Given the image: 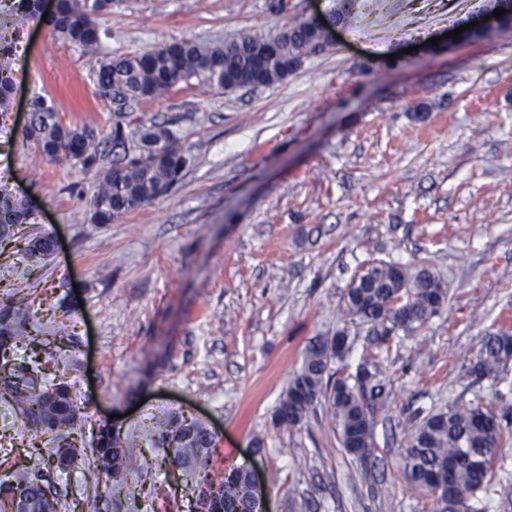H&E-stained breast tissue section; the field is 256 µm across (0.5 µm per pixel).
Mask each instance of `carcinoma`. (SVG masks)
Instances as JSON below:
<instances>
[{
    "label": "carcinoma",
    "instance_id": "carcinoma-1",
    "mask_svg": "<svg viewBox=\"0 0 512 512\" xmlns=\"http://www.w3.org/2000/svg\"><path fill=\"white\" fill-rule=\"evenodd\" d=\"M0 7V123L8 116L14 85L19 21L36 14L35 0H5ZM112 10V0H57L49 23L59 38L85 53L98 51L101 39L112 37L99 16ZM265 35L241 34L222 44L182 41L155 50L103 63L96 83L118 104L109 137L120 150L100 173L92 201L93 223L112 221L138 211L168 195L191 163L164 124L134 120L123 108L130 103L159 99L178 86L233 91L249 81L269 86L284 80L301 61L325 52L317 25L294 21L274 33L277 51L261 52ZM138 122L133 138L124 126ZM25 138L44 160L64 156L85 169L104 154L103 140L85 123L76 128L61 124L44 97L35 100ZM27 217L26 204L0 186V240L15 234ZM37 274L52 256L53 240L30 237L24 247ZM33 292L13 288L0 294V403L20 418L22 428L46 437L42 467L21 468L0 481V503L12 510L25 501L28 512H61L60 495H46L40 483L68 473L82 462L95 466L96 479L108 494L93 488L94 512H110L112 501L133 509L150 497L143 473L145 449L162 452L180 472L190 492L188 512H253L248 471L231 466L212 476L215 437L208 427L177 412H164L127 432L102 428L85 438V404L75 382L59 372L60 361L74 346L64 329L45 331L37 323ZM448 299L439 275L424 259L412 262L364 261L341 292L340 322L332 336L311 341L299 370L290 379L276 408L273 423L286 430L304 425L322 409L342 448L366 465L374 457L375 414L387 402L385 363L407 336L439 316ZM512 361V335L500 331L482 337L472 353L467 373L509 389L506 367ZM411 430L403 456L406 482L434 498L440 512H481L475 503L488 490L495 452L503 441V424L512 411L484 408L480 397L429 413L409 416Z\"/></svg>",
    "mask_w": 512,
    "mask_h": 512
}]
</instances>
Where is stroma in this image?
<instances>
[{
  "mask_svg": "<svg viewBox=\"0 0 512 512\" xmlns=\"http://www.w3.org/2000/svg\"><path fill=\"white\" fill-rule=\"evenodd\" d=\"M484 0H112L93 54L50 25L21 26L0 184L25 199L23 236L63 238L38 278L21 238L0 241V291L33 288L44 327L68 325L70 377L88 427L123 429L173 411L216 438L215 474L243 465L270 512H435L402 472L414 410L481 397L464 357L512 333V29L444 41ZM323 16L336 38L281 82L177 88L131 105L170 123L193 159L171 193L105 226L92 222L96 170L41 160L25 130L37 96L66 126L108 137L115 104L103 61L183 40L224 43ZM428 258L448 304L386 365L374 465L346 455L324 416L295 430L273 414L311 339L334 335L339 299L365 260ZM39 463L0 404V477ZM485 512H512V434L497 450Z\"/></svg>",
  "mask_w": 512,
  "mask_h": 512,
  "instance_id": "stroma-1",
  "label": "stroma"
}]
</instances>
